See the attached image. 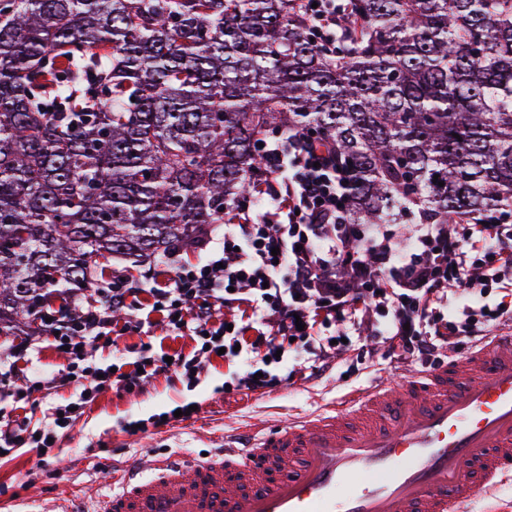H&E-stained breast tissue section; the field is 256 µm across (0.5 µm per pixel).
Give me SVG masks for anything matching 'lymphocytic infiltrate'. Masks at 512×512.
<instances>
[{"label":"lymphocytic infiltrate","mask_w":512,"mask_h":512,"mask_svg":"<svg viewBox=\"0 0 512 512\" xmlns=\"http://www.w3.org/2000/svg\"><path fill=\"white\" fill-rule=\"evenodd\" d=\"M265 209L250 207L225 225L224 242L204 264L178 268L143 288L124 272L98 281L93 297L52 324L55 347H66L67 375L42 378L27 393L74 385L65 402L30 418L0 419V460L21 449L40 467L54 457L53 439L69 431L82 410L110 387L140 391L156 376L191 384L214 358L234 370L225 389L266 394L295 372L276 352L285 340L311 356L309 376L337 370L350 332L375 324L378 340L401 363L436 362L458 344L488 343L512 324V310L481 306L448 320V290L483 295L512 288V222L495 214L455 224H352L342 202L350 171L334 150L292 132L265 143ZM161 330L189 336L190 352L166 354L142 345L126 370L96 362L104 342Z\"/></svg>","instance_id":"obj_1"}]
</instances>
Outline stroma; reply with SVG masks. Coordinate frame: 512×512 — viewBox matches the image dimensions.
<instances>
[{"instance_id":"1","label":"stroma","mask_w":512,"mask_h":512,"mask_svg":"<svg viewBox=\"0 0 512 512\" xmlns=\"http://www.w3.org/2000/svg\"><path fill=\"white\" fill-rule=\"evenodd\" d=\"M223 240V225H211L196 248L174 253L166 262L156 264L157 280H165L176 268L204 262ZM424 369L418 362L394 365L379 346L365 357L348 358L329 378L308 381L298 377L288 388L263 397L221 393L228 366L220 359L213 360L199 383L189 386H169L160 376L140 393L105 390L73 429L59 438L55 451L60 461L38 482L30 480L36 462L33 454L0 463V512H18L32 496L41 500L44 512H61L75 497L82 498L86 506H95L116 461L211 454L215 451L214 434L308 415L383 378ZM183 400L198 402L200 411L193 419L144 434L124 432L127 422L150 418Z\"/></svg>"}]
</instances>
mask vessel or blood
<instances>
[{"instance_id": "1", "label": "vessel or blood", "mask_w": 512, "mask_h": 512, "mask_svg": "<svg viewBox=\"0 0 512 512\" xmlns=\"http://www.w3.org/2000/svg\"><path fill=\"white\" fill-rule=\"evenodd\" d=\"M512 483V329L203 459L139 462L94 512H459Z\"/></svg>"}]
</instances>
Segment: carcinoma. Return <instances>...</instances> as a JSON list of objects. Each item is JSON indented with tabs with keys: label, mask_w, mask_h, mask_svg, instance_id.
<instances>
[{
	"label": "carcinoma",
	"mask_w": 512,
	"mask_h": 512,
	"mask_svg": "<svg viewBox=\"0 0 512 512\" xmlns=\"http://www.w3.org/2000/svg\"><path fill=\"white\" fill-rule=\"evenodd\" d=\"M314 37L307 0H0V335L234 223L270 133L354 168L353 224L512 207V0H346Z\"/></svg>",
	"instance_id": "obj_1"
}]
</instances>
